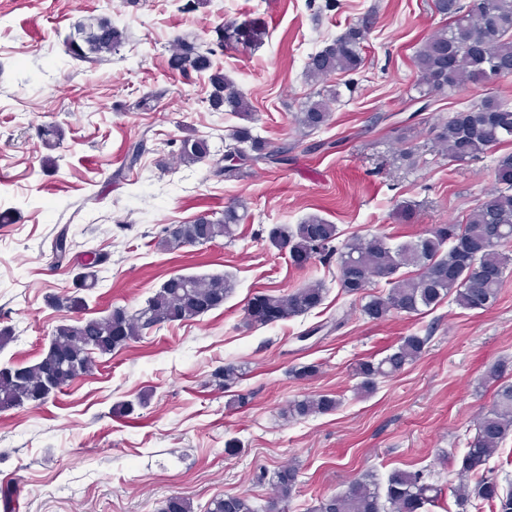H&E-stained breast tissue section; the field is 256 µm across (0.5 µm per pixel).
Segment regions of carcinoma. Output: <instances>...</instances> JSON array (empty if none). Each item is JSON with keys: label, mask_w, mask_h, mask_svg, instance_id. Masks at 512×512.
<instances>
[{"label": "carcinoma", "mask_w": 512, "mask_h": 512, "mask_svg": "<svg viewBox=\"0 0 512 512\" xmlns=\"http://www.w3.org/2000/svg\"><path fill=\"white\" fill-rule=\"evenodd\" d=\"M432 6L444 24L424 40L414 56V87L417 100L422 102L419 111L427 110L438 96L448 92L512 77V0H480L474 9L461 0H432ZM374 24L375 15L369 13L311 54L306 63L310 80L323 83L336 73L359 72L364 66V43ZM242 37L241 30L227 26L217 30L216 41L205 50L194 39L177 38L167 65L184 78L194 72L210 73L211 107L247 121L252 118L250 103L224 72L213 69L212 62V56L224 50L225 41ZM125 40V31L112 19L98 17L78 25L66 37L65 46L73 58H101L115 52ZM341 96L337 88L318 93V99L296 113L295 124L305 135L320 130L328 125L333 105ZM428 134L432 147L448 159L476 160L501 144L512 143V108L489 92L469 111L439 119ZM39 137L48 150L56 149L62 141L61 130L55 125L42 127ZM143 148L142 139L128 142L125 164L136 165ZM293 149L286 141L266 140L250 125H236L230 129L224 166L217 168L216 175L226 181H240L259 162L288 164ZM210 156V145L200 137L189 135L179 140L176 158L180 163L194 165ZM495 180L498 187L484 196L465 221L433 224L414 241L394 245L387 235L374 233L353 239L339 253L334 245L339 235L337 225L311 215L293 227H273L269 243L293 255H316L325 260L338 255L339 283L350 295L362 293L377 279L385 280L388 289L368 296L361 308L373 321L392 312L418 315L447 298L461 309L486 311L496 303L504 274L512 265V250L507 249L512 243V154L498 160ZM247 218L243 204L230 202L220 212L202 213L190 222L167 225L160 244L174 250L195 246L202 236L210 243L224 238L232 241ZM72 247L67 230H61L52 245L55 262L61 265L73 259L81 269L76 274V287H95L97 267L106 262L108 255L95 252L84 260L72 258ZM410 266L415 268L414 273L400 272ZM230 291V285L218 275L170 277L146 306L134 313L115 307L103 318L76 316L73 322L56 326L52 340L62 345L70 365L56 368L53 378L45 381L44 371L56 361V352L48 346L37 362L0 372V410L46 402L93 370L96 360L92 351L107 355L162 324L202 316L223 306ZM323 293V283L316 281L286 295L265 294L263 300L284 321L319 307ZM53 301L54 306L69 311L78 312L84 307L83 298L75 294L55 295ZM427 340L426 336L408 335L381 358L358 362L353 368V377L358 379L356 390L372 394L379 379L391 377L413 363L423 353ZM507 370L508 364L499 361L484 374V381L494 388L493 401L480 412L476 434L458 462L455 512H478L486 505L492 512H512V481L501 480L486 468L512 432V382L505 379ZM246 373L245 365L228 362L213 371L211 380L225 390L238 385ZM339 406L335 396L320 394L289 402L283 413L299 420L334 412ZM297 476L298 466L290 463L260 477L272 491L264 512L288 501ZM440 495L441 489L427 483L422 472L394 470L382 484L365 476L355 479L345 492L321 499L312 512H420ZM205 512H259V507L246 494L221 495L209 502Z\"/></svg>", "instance_id": "cac0c4a2"}]
</instances>
